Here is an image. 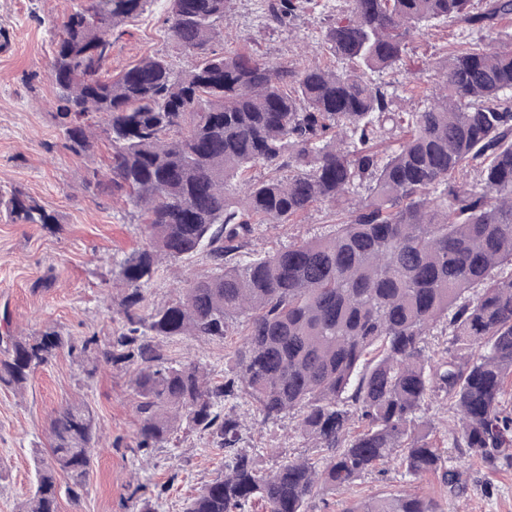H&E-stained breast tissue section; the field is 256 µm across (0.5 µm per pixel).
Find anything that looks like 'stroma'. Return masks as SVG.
Returning a JSON list of instances; mask_svg holds the SVG:
<instances>
[{
    "label": "stroma",
    "mask_w": 512,
    "mask_h": 512,
    "mask_svg": "<svg viewBox=\"0 0 512 512\" xmlns=\"http://www.w3.org/2000/svg\"><path fill=\"white\" fill-rule=\"evenodd\" d=\"M341 3L319 0L317 8L299 13L287 27L271 30L264 24V0H234L216 48L230 54L249 44L277 63H298L315 51L323 19ZM73 6L74 0H0V190L21 187L56 218L48 227L14 224L0 212V337L36 336L50 328L64 336L107 338L118 325L116 264L145 243L135 210L120 198L83 187L88 171L105 166L107 147L100 143L91 154H70L53 119L48 23L61 21ZM168 7V0H151L143 14L126 24L124 35L112 45L111 73L155 53L168 55L178 67L191 65V58L165 38ZM480 37V32L453 23L417 34L403 67L390 76L396 111L422 104L407 92L411 79L434 85L451 46ZM335 222L332 207L318 205L297 222L263 225L251 248L264 253L326 235ZM209 270L202 252L169 264L146 287L147 307L168 302L180 281ZM243 341L242 328L236 325L221 341L174 336L163 345L174 360L202 362L220 380ZM132 378L131 369L103 362L93 376H86L62 352L27 387L0 386V512H18L32 490L36 454L50 448L51 419L77 400L96 415L97 457L87 493L76 501L60 496L58 512H131L135 490L153 499L155 512H183L188 498L223 473V450L196 431L178 432L147 459L131 451L139 426ZM226 407L239 415L240 445L253 451L262 471L309 455L294 418L262 423L244 395ZM424 408L436 423L434 442L457 474L455 492L443 488L437 477L413 480L389 465L364 475L350 489L323 492L311 512H345L354 501L403 492L434 497L443 512H512V470L492 472L460 457L450 444L445 406L432 398Z\"/></svg>",
    "instance_id": "35a3bbf8"
}]
</instances>
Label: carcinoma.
Listing matches in <instances>:
<instances>
[{
    "mask_svg": "<svg viewBox=\"0 0 512 512\" xmlns=\"http://www.w3.org/2000/svg\"><path fill=\"white\" fill-rule=\"evenodd\" d=\"M148 0H75L53 39L54 120L76 156L104 141L108 186L139 213L145 245L119 262L120 325L99 351L46 330L6 337L0 386L25 387L65 350L91 376L99 357L134 368L139 427L148 457L180 423L224 449V474L183 512H309L324 490L352 485L393 459L417 479L455 473L418 413L437 396L452 413L460 455L490 470L512 469V43L461 42L439 69V92L423 109H393L392 84L373 78L399 67L423 29L456 21L499 33L512 0H345L320 30V48L346 62L273 63L254 48L214 50L231 0H171L168 41L194 58L178 69L146 55L107 69L112 37ZM315 0H268L266 27L279 29ZM399 134L388 154L376 147ZM264 175H254L257 169ZM482 188L467 183L471 173ZM248 194L234 200L229 183ZM368 194L352 201L363 184ZM336 208L335 233L263 254L258 224H288L317 204ZM16 224H54L21 188L0 196ZM206 249L211 272L183 282L176 299L145 310L144 287L164 262ZM480 296L463 295L476 286ZM245 319L244 342L224 380L200 363L172 360L156 338L222 340ZM448 330L446 355L424 354V336ZM247 394L265 422L300 412L297 430L319 457L261 473L238 447L241 419L227 401ZM47 460L19 512H58L57 474L72 499L87 491L95 416L67 405L50 425ZM346 512H442L414 493L354 503Z\"/></svg>",
    "mask_w": 512,
    "mask_h": 512,
    "instance_id": "cac0c4a2",
    "label": "carcinoma"
}]
</instances>
